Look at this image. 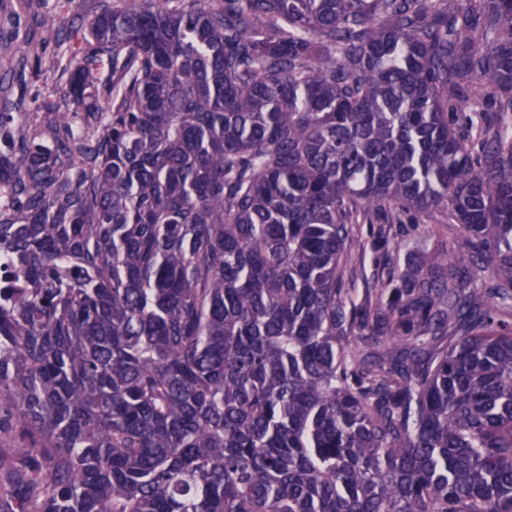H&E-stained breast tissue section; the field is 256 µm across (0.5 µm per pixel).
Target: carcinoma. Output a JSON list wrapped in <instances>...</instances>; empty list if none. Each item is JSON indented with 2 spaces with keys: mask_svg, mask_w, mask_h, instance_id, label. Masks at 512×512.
I'll return each mask as SVG.
<instances>
[{
  "mask_svg": "<svg viewBox=\"0 0 512 512\" xmlns=\"http://www.w3.org/2000/svg\"><path fill=\"white\" fill-rule=\"evenodd\" d=\"M3 51L0 512H512V0H93ZM387 206L462 251L352 350ZM52 53L53 49L49 47L45 53L46 63L44 68L46 71L39 78L26 74V82L23 88L26 112H35L45 101L52 98L53 88L58 76V72L52 68V63H49ZM372 222L353 224V244L364 245L362 258L345 274V288H354L347 308L359 309L373 302L374 288H380L381 275L388 264L403 260L404 245L411 238L440 244L438 230L448 224V209L431 207L422 212L402 213L386 208L371 214Z\"/></svg>",
  "mask_w": 512,
  "mask_h": 512,
  "instance_id": "carcinoma-1",
  "label": "carcinoma"
}]
</instances>
